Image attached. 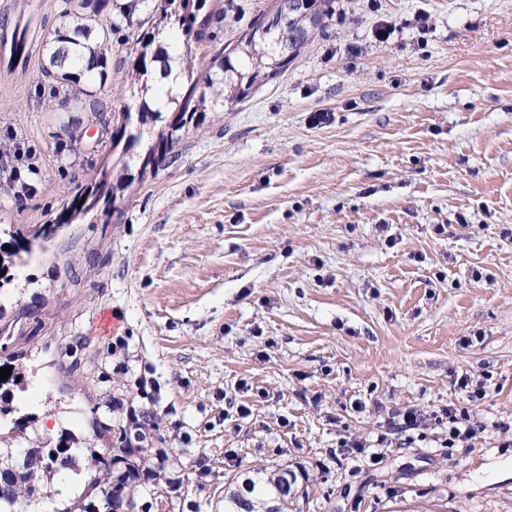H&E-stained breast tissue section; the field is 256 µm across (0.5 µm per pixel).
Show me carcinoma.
I'll return each instance as SVG.
<instances>
[{
    "mask_svg": "<svg viewBox=\"0 0 512 512\" xmlns=\"http://www.w3.org/2000/svg\"><path fill=\"white\" fill-rule=\"evenodd\" d=\"M210 0H63L62 16L73 19L72 27L55 29L46 40L48 67L44 72L49 77L74 85L83 84L81 109L98 112L101 101L97 87L112 78L109 57L112 53V33L125 31L126 51L132 58L130 68L125 70L123 84L131 96L136 98L135 110L125 107L116 119L111 137H119L122 159L112 189L123 191L136 178L156 169L162 164L175 143V138L166 136L170 124H177L176 131L194 123V118L209 112L219 102L234 101L242 96L240 88L249 83L256 86L275 77L288 65L283 60L300 52L306 40L298 36L301 21L293 15L276 11L266 21L257 22L254 28L268 27L263 37L255 38L254 50H249L248 37L240 40L242 49L222 48L213 54L208 68L195 70L192 44L212 40L209 32L211 20L224 18V13L233 6L226 0L225 7L214 13L209 11ZM170 29L181 31L188 56L182 62L181 81L177 91L167 90L161 96L148 97L151 90L155 64L168 71L169 53L162 48H153L156 35ZM91 55L88 66L82 64L85 54ZM127 122H121L122 118ZM139 163L132 171L129 160ZM53 233L52 225L46 224L31 237H22L16 250L8 251L13 258L11 265L28 263L33 253V243L47 239ZM60 447H39L13 467L8 477L0 478V512H20L23 499L36 491V477L50 479L51 476L75 467L80 449L72 448L58 457ZM101 459L91 460L96 474L87 478L82 492L86 508L82 512H109L111 494L127 497V502H136L139 485L127 484L117 479L112 490H107L109 477L99 470ZM249 497L240 489H229L224 495V512H265L267 502L278 501V512H286L288 500L283 493L284 483L294 480L286 468L271 474L261 467L250 470L245 476Z\"/></svg>",
    "mask_w": 512,
    "mask_h": 512,
    "instance_id": "1",
    "label": "carcinoma"
}]
</instances>
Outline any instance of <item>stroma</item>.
Listing matches in <instances>:
<instances>
[{
  "instance_id": "1",
  "label": "stroma",
  "mask_w": 512,
  "mask_h": 512,
  "mask_svg": "<svg viewBox=\"0 0 512 512\" xmlns=\"http://www.w3.org/2000/svg\"><path fill=\"white\" fill-rule=\"evenodd\" d=\"M39 3L29 65L0 62L2 244L98 182L131 102L106 85L64 134L76 103L42 70L39 25L70 20ZM234 4L217 45L275 8ZM378 4L335 0L119 213L60 228L0 287V407L30 418L11 454L131 435L179 479L175 512H224L256 466L295 473L291 512H512V0ZM464 376L487 390L468 404L483 432L449 448L429 421L379 444L399 412L464 402Z\"/></svg>"
}]
</instances>
